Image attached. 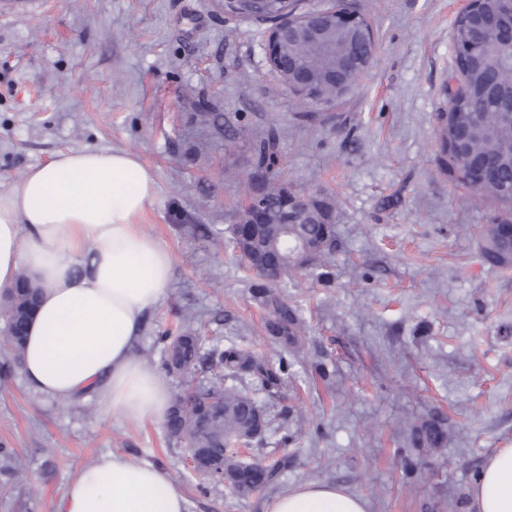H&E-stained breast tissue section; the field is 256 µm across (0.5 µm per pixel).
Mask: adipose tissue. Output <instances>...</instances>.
<instances>
[{
  "instance_id": "obj_1",
  "label": "adipose tissue",
  "mask_w": 512,
  "mask_h": 512,
  "mask_svg": "<svg viewBox=\"0 0 512 512\" xmlns=\"http://www.w3.org/2000/svg\"><path fill=\"white\" fill-rule=\"evenodd\" d=\"M153 173L130 152L58 151L0 193V293L19 270L40 285L23 354L27 384L47 399L95 396L113 418L165 421L170 392L136 352L146 315L172 280L168 250L143 233ZM471 512H512V447L484 462ZM56 512H186L165 470L117 453L101 455L68 484ZM271 512H368L363 497L304 483Z\"/></svg>"
}]
</instances>
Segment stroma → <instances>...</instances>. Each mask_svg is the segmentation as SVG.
Segmentation results:
<instances>
[{
    "instance_id": "1",
    "label": "stroma",
    "mask_w": 512,
    "mask_h": 512,
    "mask_svg": "<svg viewBox=\"0 0 512 512\" xmlns=\"http://www.w3.org/2000/svg\"><path fill=\"white\" fill-rule=\"evenodd\" d=\"M363 2L375 59L308 126L266 65L267 23L228 18L221 0H45L39 13L0 20V191L62 149L129 151L155 176L140 228L169 250L173 276L137 346L152 367L156 336L189 314L203 335L281 352L250 277L224 251L247 139L278 125L293 188L325 189L341 208L330 282L287 288L307 332L268 407L280 429L297 410L304 423L287 447L249 451L267 463L288 456L273 486L236 496L192 471L164 425L112 419L92 397L42 398L0 352V443L15 452L0 466V512H55L76 474L107 452L162 466L188 512H268L305 482L342 486L369 512H458L484 459L512 446V269L480 252L491 202L468 198L435 160L460 0ZM206 106L240 130L235 154L202 126ZM432 413L448 422L447 447H405L399 420ZM408 461L419 488L403 483Z\"/></svg>"
}]
</instances>
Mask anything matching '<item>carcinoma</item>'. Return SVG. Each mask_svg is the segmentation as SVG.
<instances>
[{
  "label": "carcinoma",
  "mask_w": 512,
  "mask_h": 512,
  "mask_svg": "<svg viewBox=\"0 0 512 512\" xmlns=\"http://www.w3.org/2000/svg\"><path fill=\"white\" fill-rule=\"evenodd\" d=\"M342 10L359 15L367 37L323 22L319 41L296 39L280 57L287 68L323 72L330 65L325 46L336 47V78L346 74L347 89L368 70L365 55L372 47L370 22L359 0H336ZM512 13V0H481L475 12L455 17L451 30L453 51L447 86L448 108L436 114L437 160L442 171L471 196L497 205L501 213L487 225L481 239L485 260L502 269L512 268V47L482 31L497 15ZM207 123L224 133V152L232 155L239 146L238 130L222 112H205ZM280 131L271 126L249 140V171L242 182V201L224 244L232 259L253 276L252 296L265 310L266 334L277 344L297 354L303 345L305 320L301 309L283 292L286 278L301 271L321 281L320 271L336 238V199L322 191L311 192L307 209L293 204L294 189L279 167ZM265 189L267 222L249 234L239 228L251 222L254 179ZM38 286L21 272L16 288L0 301V319L5 324L3 343L18 352L37 304ZM163 345L162 370L172 376L217 368L220 382L175 395L167 420L171 436L188 449L206 451L212 462L224 468L228 489L249 496L274 483L288 469V456L271 465L244 461L236 445L262 442L271 434L270 418L263 397L278 393L293 375L294 358L273 359L256 353L236 340L222 344L207 340L191 328L176 336L157 337ZM416 448L448 445V424L441 417H427L405 425Z\"/></svg>",
  "instance_id": "obj_1"
}]
</instances>
